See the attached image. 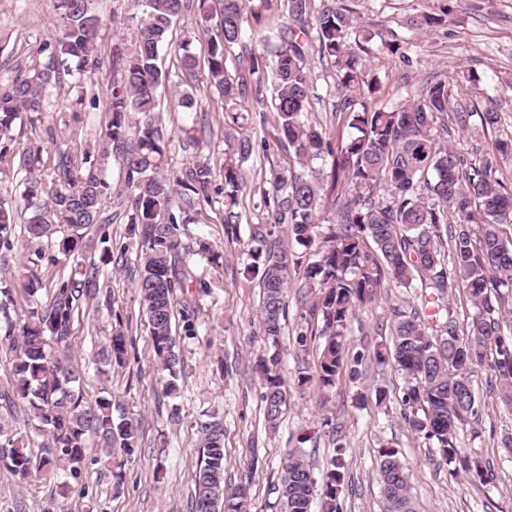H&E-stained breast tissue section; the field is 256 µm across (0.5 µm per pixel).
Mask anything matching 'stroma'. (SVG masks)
I'll return each mask as SVG.
<instances>
[{"mask_svg":"<svg viewBox=\"0 0 512 512\" xmlns=\"http://www.w3.org/2000/svg\"><path fill=\"white\" fill-rule=\"evenodd\" d=\"M354 17L373 32L365 56L367 76L380 87L368 100L369 106L398 105L430 83L442 80L457 98L470 101L476 110L496 108L501 124L495 134L483 132L479 122L469 130L441 133V141L467 159L482 157L491 137H512V0H345ZM447 9L446 23L430 33H414L411 17ZM128 0H98L103 20L98 38L96 64L87 91L105 100L113 79L112 52L130 46L135 27L129 20ZM191 16L181 17L162 54V65L171 74L182 69L184 53L197 61L198 109L175 110L177 83L161 89V110L170 131L166 163L169 170L184 168L196 155V142H203L214 165L224 161V101L205 89L208 37L193 33ZM395 31L409 40L407 59L383 49L378 31ZM63 21L53 0H0V83H8L16 65L42 61L41 46L60 35ZM188 50H181V42ZM313 86L308 117L312 122L335 129L336 70L330 62L312 57ZM65 95L51 103L43 121L51 133L32 132L29 123L15 124L12 135L20 146H42L44 163H51L56 149L74 155L94 150L105 121L103 110L83 106L77 116L61 120ZM194 127L186 137L185 127ZM282 154L276 148L256 150L243 166L246 186L241 207L244 222L236 239H228L222 224V202L204 205L194 227L223 248V265L211 268L207 259L195 257L199 271L213 280L210 294L199 301L197 338L181 342L184 368L179 375L178 394L162 391L153 360L150 330L134 286V264L105 268L110 298L88 304L74 324L72 354L85 368L81 388L95 400L101 387H108L113 400L121 403L139 422V446L120 469L123 487L112 491V460L96 447L90 448L79 479L69 482L68 491L59 485L65 475L54 472L27 483H19L0 468V512H191V494L198 465L195 422L209 409L224 416V479L228 486L251 484L250 512H276L271 488L281 475L288 449L304 447L316 468L329 466L336 446H344L343 462L351 477L341 498L342 512H383L377 450L390 443L401 451L411 474L412 496L417 512H512V454L501 448L505 433L512 432V409L498 397V382L490 367L474 376L479 419L460 430L462 450L480 454L493 463L497 479L484 486L450 478L439 463V454L428 441L412 433L403 418L404 381L393 366L365 363L360 381H340L327 401H319L313 387L298 386L300 372L317 362L318 344L309 342L301 352L293 336L301 324V303L306 295L301 278H293L288 290V326L279 338V371L284 379L286 406L276 431L265 425L261 390L255 377L254 356L265 350L256 318L258 293L245 266L249 248V225L256 220L254 203L259 188L276 169ZM106 177L112 193L103 206L112 220L114 245L127 243L128 190L123 169L110 162ZM418 289L406 290L384 284L375 300L359 308L346 331L350 352L371 353L390 343L392 312L416 303ZM123 329L132 343L125 368L98 373L92 358L106 336ZM15 348L0 340V423L15 434L29 437L31 427L11 387ZM388 393L384 405H376L374 390Z\"/></svg>","mask_w":512,"mask_h":512,"instance_id":"stroma-1","label":"stroma"}]
</instances>
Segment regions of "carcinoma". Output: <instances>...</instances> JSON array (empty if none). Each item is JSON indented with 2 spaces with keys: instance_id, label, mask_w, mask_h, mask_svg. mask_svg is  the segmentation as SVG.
<instances>
[{
  "instance_id": "carcinoma-1",
  "label": "carcinoma",
  "mask_w": 512,
  "mask_h": 512,
  "mask_svg": "<svg viewBox=\"0 0 512 512\" xmlns=\"http://www.w3.org/2000/svg\"><path fill=\"white\" fill-rule=\"evenodd\" d=\"M282 2L285 25L264 39L265 52L252 57L248 76L234 80L227 60L243 42L247 0H130L136 34L131 48L113 54L117 79L107 93L108 119L96 158L59 152L43 176L35 173L42 149H18L11 131L22 118L41 121L51 91L66 76L74 77L75 104L85 102L84 81L102 26L95 0H54L64 28L41 48L46 61L0 83V165L18 152L20 164L32 173L22 193L21 254L13 208L0 201V267L15 259L26 267L19 282L0 281V311L7 312L19 291L26 299L15 320L5 319V337L17 346L11 386L41 438L35 454L12 429L0 425V466L19 482L53 471L79 478L92 441L108 456H131L137 448L136 420L107 396L88 402L80 390L83 365L70 354L74 321L82 316V304L103 292L101 274L113 261L111 236L104 230L96 245L98 261L84 264V253L91 248L84 230L102 223L103 203L112 194L105 176L109 160L116 158L123 166L128 235L140 243L135 288L163 391L172 394L183 364L175 316H180L184 336H196L197 302L211 290V281L195 271L189 252L181 250L182 238L192 236L197 207L212 203L215 195L223 198L227 233H235L242 223V166L254 151L253 140L241 133L249 120L242 102L252 91L263 105L261 87L267 77L274 129L288 161L271 172L258 204L262 218L249 225L248 271L258 278L262 336L278 343L288 319V284L293 274L302 273L305 285L318 292L300 319L318 325L315 335L322 345L315 370L302 373L298 384L312 382L325 396L340 376L361 378L365 354H349L345 330L354 311L372 302L384 282L405 289L420 284L428 290L420 295L424 307H437L449 290L463 289L471 307L464 332L450 316L442 323V335L429 333L413 306L396 312L391 345L375 350L373 358L379 364L391 361L400 371L406 382L404 419L412 433L437 448L450 476L462 474L482 485L496 480L490 464L462 452L459 430L478 413L473 376L488 360L501 401L512 408V331H504L501 309V301L512 298V232H504L512 228V184L495 175L491 154L468 161L452 151L439 140L436 124L448 120L465 130L477 116L488 130L499 123V112H474L453 99L443 82L397 107H369L367 99L379 88V81L365 75L362 57L372 33L358 24L344 0H320L318 6L315 0ZM191 11L209 35L207 87L224 98L228 151L220 185L207 157L198 156L177 172L163 168L168 135L158 94L170 75L159 58L174 20ZM443 23L436 13L410 20L424 32ZM313 55L336 68V112L350 129L346 139L306 118ZM197 106L190 85L181 91L176 108L195 112ZM328 158L329 171L313 166V161ZM326 182L339 190L332 200L324 194ZM328 206L334 220L324 225L322 213ZM445 230L452 243L447 260L442 252ZM318 239L322 245L313 261L300 266L290 246L308 249ZM62 260L73 263L71 272L58 276L44 299L42 264L56 266ZM128 356L127 338L117 330L106 337L94 362L104 375L127 365ZM278 365L275 352L255 361L264 417L272 430L283 406ZM195 427L200 450L192 512H248L249 483L233 489L224 483L223 415L204 413ZM378 454L383 512H416L399 451L386 447ZM344 481L341 458H333L332 468L318 475L304 450L294 448L274 485L277 508L312 512L318 498L320 512H341Z\"/></svg>"
}]
</instances>
